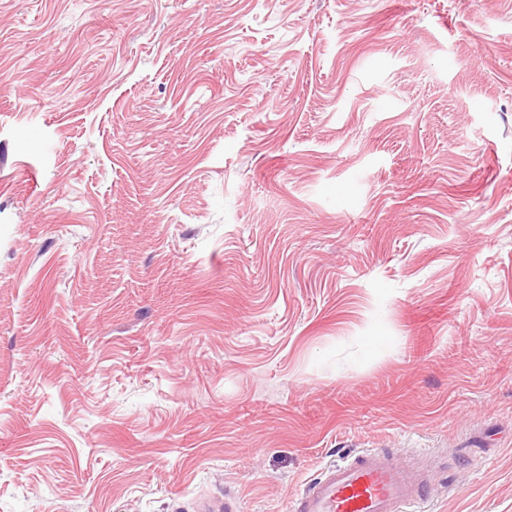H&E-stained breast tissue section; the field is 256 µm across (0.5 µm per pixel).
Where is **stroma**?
<instances>
[{"label":"stroma","instance_id":"1","mask_svg":"<svg viewBox=\"0 0 512 512\" xmlns=\"http://www.w3.org/2000/svg\"><path fill=\"white\" fill-rule=\"evenodd\" d=\"M365 448L512 512V0H0V512Z\"/></svg>","mask_w":512,"mask_h":512}]
</instances>
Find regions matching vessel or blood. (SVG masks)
I'll return each instance as SVG.
<instances>
[{
  "instance_id": "obj_1",
  "label": "vessel or blood",
  "mask_w": 512,
  "mask_h": 512,
  "mask_svg": "<svg viewBox=\"0 0 512 512\" xmlns=\"http://www.w3.org/2000/svg\"><path fill=\"white\" fill-rule=\"evenodd\" d=\"M428 496L422 474L370 450L324 468L297 495L292 512H419Z\"/></svg>"
}]
</instances>
